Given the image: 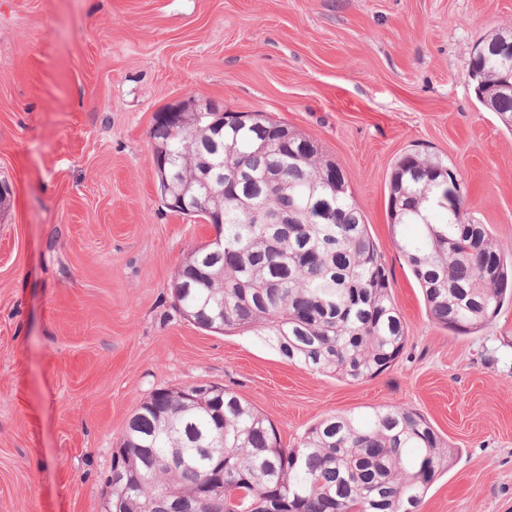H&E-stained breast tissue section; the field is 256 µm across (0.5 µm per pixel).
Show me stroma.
Returning a JSON list of instances; mask_svg holds the SVG:
<instances>
[{
    "label": "stroma",
    "mask_w": 512,
    "mask_h": 512,
    "mask_svg": "<svg viewBox=\"0 0 512 512\" xmlns=\"http://www.w3.org/2000/svg\"><path fill=\"white\" fill-rule=\"evenodd\" d=\"M512 0H10L0 8V512H103L128 418L155 390L234 391L284 447L320 419L397 403L452 454L418 512H512V300L482 331L431 318L394 244L389 176L456 170L512 258V131L477 100L473 45ZM263 112L341 167L389 275L402 356L350 383L173 297L212 225L164 207L155 116L190 96Z\"/></svg>",
    "instance_id": "obj_1"
}]
</instances>
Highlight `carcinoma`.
<instances>
[{
	"instance_id": "obj_1",
	"label": "carcinoma",
	"mask_w": 512,
	"mask_h": 512,
	"mask_svg": "<svg viewBox=\"0 0 512 512\" xmlns=\"http://www.w3.org/2000/svg\"><path fill=\"white\" fill-rule=\"evenodd\" d=\"M512 30L481 38L472 61L486 89L481 105L512 130ZM224 242L183 260L179 311L199 327L247 329L285 358L347 382L372 379L401 357L405 324L389 276L341 168L313 138L263 112L224 113ZM206 131L158 119L151 137L167 173L196 180L209 159ZM446 205H440L445 197ZM466 189L437 156L410 152L392 169L393 226L413 225L397 249L431 317L474 334L512 296V261L488 225L473 220ZM451 453L431 424L402 405L336 413L291 448L263 414L234 392L154 391L124 425L106 482L112 512H417Z\"/></svg>"
}]
</instances>
